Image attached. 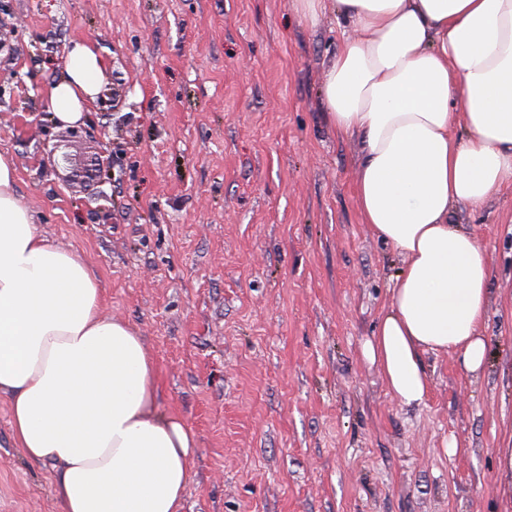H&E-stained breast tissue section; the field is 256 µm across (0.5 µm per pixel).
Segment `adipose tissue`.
<instances>
[{
    "instance_id": "adipose-tissue-1",
    "label": "adipose tissue",
    "mask_w": 512,
    "mask_h": 512,
    "mask_svg": "<svg viewBox=\"0 0 512 512\" xmlns=\"http://www.w3.org/2000/svg\"><path fill=\"white\" fill-rule=\"evenodd\" d=\"M342 32L321 81L328 122L359 145L363 224L404 263L364 347L393 397L421 404L425 353L484 370L490 267L453 221L512 187V0H295ZM107 63L74 42L45 95L57 122L94 102ZM459 133H452V125ZM0 153V395L33 462L58 469L59 512H182L194 432L161 410L154 364L75 251L49 243Z\"/></svg>"
}]
</instances>
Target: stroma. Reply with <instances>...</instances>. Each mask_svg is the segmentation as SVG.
<instances>
[{"label":"stroma","instance_id":"35a3bbf8","mask_svg":"<svg viewBox=\"0 0 512 512\" xmlns=\"http://www.w3.org/2000/svg\"><path fill=\"white\" fill-rule=\"evenodd\" d=\"M74 41L109 69L69 131L42 90ZM337 44L294 0H0V151L196 433L184 512H502L512 191L455 210L491 268L486 368L425 355L424 401L400 404L364 346L403 262L363 224L358 145L328 123ZM59 154L98 159L100 180L66 179ZM54 475L17 448L1 395L0 512H59Z\"/></svg>","mask_w":512,"mask_h":512}]
</instances>
